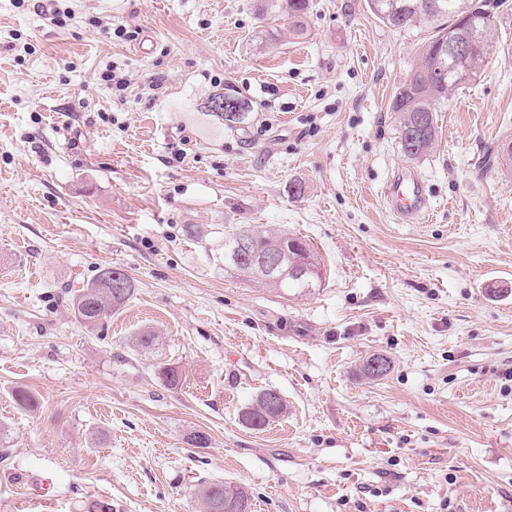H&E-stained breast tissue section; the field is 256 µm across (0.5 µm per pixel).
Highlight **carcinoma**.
Returning a JSON list of instances; mask_svg holds the SVG:
<instances>
[{
  "instance_id": "1",
  "label": "carcinoma",
  "mask_w": 512,
  "mask_h": 512,
  "mask_svg": "<svg viewBox=\"0 0 512 512\" xmlns=\"http://www.w3.org/2000/svg\"><path fill=\"white\" fill-rule=\"evenodd\" d=\"M478 10H463L464 0H368L370 10L384 23L393 28L422 23L432 29V36L420 49V62L412 67L392 100L391 109L396 114L399 135L410 131L418 119L426 118L427 125L420 134L416 150L400 143L404 155L417 159L428 155L437 138L436 112L441 103L448 100V93L460 88L479 76L491 54V33L494 30V12L499 2L476 0ZM275 7L293 19L291 33L299 38L305 33L303 18L309 0H275ZM467 37L472 42L468 61L460 66L448 60L443 47L448 34ZM229 100L233 111L225 112L221 103ZM208 116L233 132L242 129L250 112L249 104L232 92H218L211 96L206 106ZM288 256V272L281 278L271 279L265 274L268 258L280 252ZM319 269V262L308 243L288 234H275L262 225L238 227L224 233V272L257 280L270 288H315L320 274H310ZM134 284L126 273L118 268L107 267L83 287L74 291L70 305L75 317L84 325L96 327L129 300ZM286 403L280 402L275 409L264 404L258 395L254 404L242 413V420L251 428L260 430L269 422L282 416ZM201 507L205 512H221L224 499L234 497L248 502L246 492L236 486L215 481L198 491Z\"/></svg>"
}]
</instances>
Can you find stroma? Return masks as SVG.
Listing matches in <instances>:
<instances>
[{"label": "stroma", "instance_id": "obj_1", "mask_svg": "<svg viewBox=\"0 0 512 512\" xmlns=\"http://www.w3.org/2000/svg\"><path fill=\"white\" fill-rule=\"evenodd\" d=\"M65 5L0 0V512H199L216 480L250 512H512V174L486 158L512 139V0L418 160L390 104L430 33L367 0H310L300 40L270 0ZM227 88L234 135L202 111ZM400 166L427 223L383 202ZM235 224L305 240L318 287L225 272ZM105 267L135 291L90 328L70 292ZM266 390L287 411L255 430ZM270 392L271 390H266L260 393L254 404L242 413V420L252 429L260 430L264 428L270 421L282 416L286 411V403L282 398L279 406L275 409H268L265 406L263 396Z\"/></svg>", "mask_w": 512, "mask_h": 512}]
</instances>
